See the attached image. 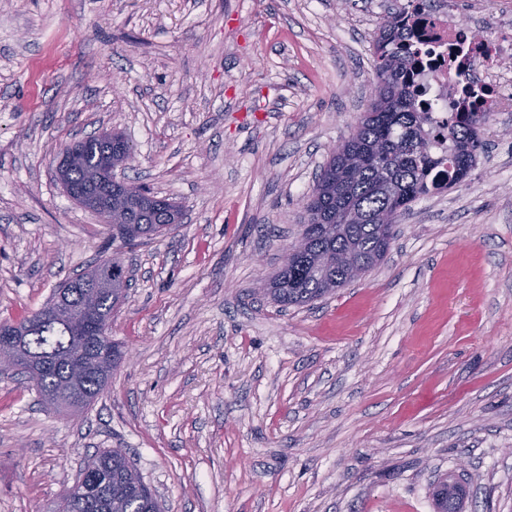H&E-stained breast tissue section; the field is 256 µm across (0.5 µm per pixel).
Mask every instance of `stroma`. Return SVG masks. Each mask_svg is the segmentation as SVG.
<instances>
[{
	"instance_id": "35a3bbf8",
	"label": "stroma",
	"mask_w": 512,
	"mask_h": 512,
	"mask_svg": "<svg viewBox=\"0 0 512 512\" xmlns=\"http://www.w3.org/2000/svg\"><path fill=\"white\" fill-rule=\"evenodd\" d=\"M403 0H0V322L118 257L124 357L76 416L0 376V512H48L119 448L166 512H512V115L412 202L384 259L305 305L262 289L366 112ZM123 133L116 179L180 203L129 248L55 176ZM466 485L452 476H446L433 485L431 496L435 512H462L468 497Z\"/></svg>"
}]
</instances>
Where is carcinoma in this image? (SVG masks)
Here are the masks:
<instances>
[{"label": "carcinoma", "mask_w": 512, "mask_h": 512, "mask_svg": "<svg viewBox=\"0 0 512 512\" xmlns=\"http://www.w3.org/2000/svg\"><path fill=\"white\" fill-rule=\"evenodd\" d=\"M402 33L395 18L388 19L380 30L375 45L373 79L378 99L360 118L354 132L344 140L343 151L333 154L324 166L316 186L306 202L307 223L320 226L308 238L302 252L283 264L270 280L267 293L283 305H301L323 298L353 280L342 256L354 253L366 269L377 264L383 253L380 225L396 224L399 214L418 198L430 193L428 173L436 164L429 154L422 134L424 113L410 92V64L419 54L401 43ZM490 120L486 112H462L448 126V140L453 145L448 163L452 174L448 184L467 175L479 142L463 145L471 138L474 127ZM107 143L102 137L75 143L76 158L63 163L61 181L85 188L97 174V191L108 192V175L99 173ZM123 224L112 225V237L129 245L138 239L158 235L181 223V209L175 203L158 199L144 188L133 185V191L121 202ZM120 288L103 290L97 297V319L100 335L79 342L69 323L61 318L44 321L34 312L18 320L27 347L51 361L50 370L41 378L37 392L41 400L55 409L80 412L99 397L112 379V371L123 357L120 346L108 336L112 314L127 299L128 281ZM88 274L65 282L49 300V304L74 310L85 296ZM80 349L93 358L102 350L112 351V364L105 370H91L77 383L82 402L71 401L62 388L72 351ZM107 479L100 496L83 503L72 494H63L52 512H161V506L122 450L101 451L88 456ZM431 496L434 512H462L468 497L466 485L446 476L433 485Z\"/></svg>", "instance_id": "cac0c4a2"}]
</instances>
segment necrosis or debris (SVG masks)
Segmentation results:
<instances>
[{
	"label": "necrosis or debris",
	"mask_w": 512,
	"mask_h": 512,
	"mask_svg": "<svg viewBox=\"0 0 512 512\" xmlns=\"http://www.w3.org/2000/svg\"><path fill=\"white\" fill-rule=\"evenodd\" d=\"M397 20L421 55L412 64L410 90L427 121L423 127L436 160L431 180L448 183V126L462 95L478 111L512 112V11L472 10L461 20L458 0H407Z\"/></svg>",
	"instance_id": "obj_1"
}]
</instances>
